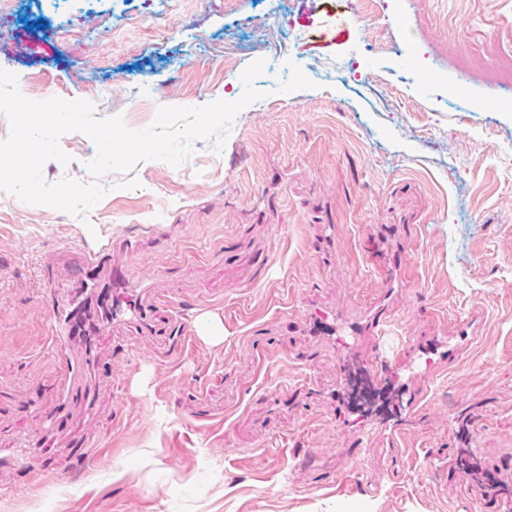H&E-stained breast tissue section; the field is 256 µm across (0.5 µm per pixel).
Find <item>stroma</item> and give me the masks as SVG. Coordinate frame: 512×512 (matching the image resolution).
<instances>
[{
  "label": "stroma",
  "mask_w": 512,
  "mask_h": 512,
  "mask_svg": "<svg viewBox=\"0 0 512 512\" xmlns=\"http://www.w3.org/2000/svg\"><path fill=\"white\" fill-rule=\"evenodd\" d=\"M259 14L268 97L222 152L108 173L81 216L0 192V512H512V0H6L0 69L141 130L238 100L218 48ZM60 146L45 181L92 183V141ZM108 287L117 318L59 343Z\"/></svg>",
  "instance_id": "35a3bbf8"
}]
</instances>
